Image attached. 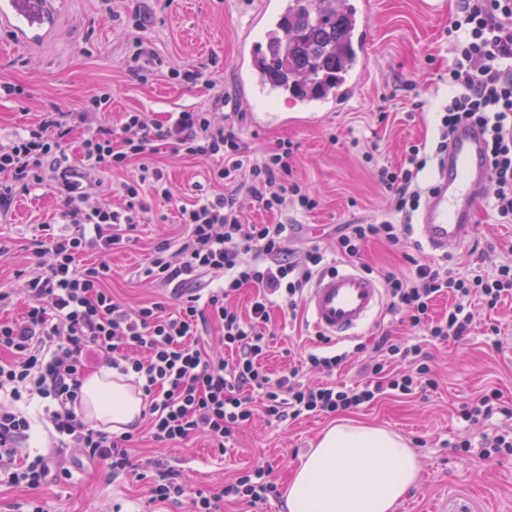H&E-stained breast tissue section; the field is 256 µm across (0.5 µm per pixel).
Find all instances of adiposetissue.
<instances>
[{"label":"adipose tissue","mask_w":512,"mask_h":512,"mask_svg":"<svg viewBox=\"0 0 512 512\" xmlns=\"http://www.w3.org/2000/svg\"><path fill=\"white\" fill-rule=\"evenodd\" d=\"M87 419L123 432L146 408L117 371L89 376L82 387ZM419 459L387 429L344 418L330 423L288 482V512H391L420 478Z\"/></svg>","instance_id":"ef3b65f1"}]
</instances>
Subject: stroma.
<instances>
[{"mask_svg": "<svg viewBox=\"0 0 512 512\" xmlns=\"http://www.w3.org/2000/svg\"><path fill=\"white\" fill-rule=\"evenodd\" d=\"M262 0H146L153 22L147 31L158 54L167 62L148 81L126 72L124 58L130 35L123 21L113 20L104 0H56L54 31L28 49L12 48L11 36L0 29V136L5 137L43 112H71L82 102L107 90L109 111L94 125L119 127L123 113H150L166 123L169 113L208 103L213 87L224 89V113L251 153L259 155L288 139L297 147L291 165L294 178L319 199L309 213L290 216L287 249L316 245L331 265L342 267L336 252L345 224H372L389 216L390 202L375 177V166H400L408 146L434 148L441 113L448 101V21L457 0H370L372 42L369 65L350 105L323 119L299 125L273 123L256 130L243 119L260 106L259 98L242 86L234 61L246 41L249 24ZM204 65L210 83L194 86L171 79L169 67ZM15 87L5 95L2 85ZM373 160H366V150ZM153 161L172 183L178 200L196 196L206 185L208 165L187 156L160 151ZM63 202L53 188L41 186L18 192L10 209L0 215V290L11 293L0 318H22L26 302L24 277L37 272L34 240L42 223L57 218ZM181 225L151 217L139 225L135 240L112 257L114 295L129 306L161 299L163 291L138 276L160 237H176ZM512 259V223H500L487 202L476 208L474 227L462 245L449 249L462 272L487 268L486 256ZM475 321L467 339L427 341L424 331L410 327L406 314L379 313L358 339L337 342L348 352L336 373L338 381H360L355 343L374 347L389 334L409 342H424L439 386L412 396H388L353 411V419L386 427L404 436L421 463L419 483L397 504L394 512H512V454L482 456L479 449L450 453L448 443L463 439L460 409L465 401L489 387L499 388L512 402V299L493 312L475 306ZM275 335L264 365L280 376L297 365L300 355L318 341L307 312L286 323L282 308L270 312ZM498 335H488L489 326ZM328 423L324 417H302L281 424L256 418L240 432L234 448L213 454L207 439L193 438L156 448L142 441L131 453L144 461L161 456L178 474L186 500L177 512H189L197 491L223 492L237 472L263 466L285 486L288 478ZM73 472L66 484H47L35 490L0 487V512H168L154 503L144 483L113 477L102 464L81 463L75 450L61 457Z\"/></svg>", "mask_w": 512, "mask_h": 512, "instance_id": "1", "label": "stroma"}]
</instances>
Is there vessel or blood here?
Segmentation results:
<instances>
[{
  "instance_id": "obj_1",
  "label": "vessel or blood",
  "mask_w": 512,
  "mask_h": 512,
  "mask_svg": "<svg viewBox=\"0 0 512 512\" xmlns=\"http://www.w3.org/2000/svg\"><path fill=\"white\" fill-rule=\"evenodd\" d=\"M287 9V0H265L252 22L253 29L272 30ZM6 22L11 24L19 45L37 43L53 27L52 0H0V23ZM370 41V10L365 7L355 30L353 67L357 71H364L367 65ZM236 69L242 83L257 96L268 95L267 83L247 54L238 56ZM358 86V81H351L337 89L332 97L299 101L295 108L302 118L320 111L341 110ZM489 176L486 136L482 128L472 122L460 124L448 141L447 151L437 162L432 190L419 213L418 224L430 251L444 253L449 244L462 241L472 227L475 209L484 197ZM382 305L380 285L351 264L319 276L305 297L314 326L335 341L350 338L364 329Z\"/></svg>"
}]
</instances>
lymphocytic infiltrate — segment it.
<instances>
[{
    "label": "lymphocytic infiltrate",
    "mask_w": 512,
    "mask_h": 512,
    "mask_svg": "<svg viewBox=\"0 0 512 512\" xmlns=\"http://www.w3.org/2000/svg\"><path fill=\"white\" fill-rule=\"evenodd\" d=\"M447 33L453 94L433 153L447 150L457 124H480L490 157V204L501 223L511 224L512 0H461ZM111 98L107 91L97 94L66 120L56 112L44 113L38 123L0 142V174L12 179L0 184V208L11 205L16 182L29 187L51 179L63 199L58 225L41 227L37 254L42 269L24 282L29 300L24 317L0 320V485L33 488L73 477L49 455L26 449L31 421L21 404L33 399L42 404L41 420L54 447L78 449L90 462L107 465L113 476L135 475L147 483L153 501L176 505L185 494L183 486L163 460L146 468L134 463V441L145 437L166 446L202 434L223 454L259 412L282 423L358 410L390 391L412 395L436 388L421 344L392 336L380 337L373 356L365 346H354L365 375L357 385L303 381L308 371L329 377L347 359L320 349L307 351L300 367L271 378L262 364L269 349L271 308L287 303L289 317L297 318L312 279L327 270L318 248L285 251L286 225L253 224L246 214L250 205L276 212L317 208V200L292 176L294 144L283 140L261 157H251L233 127L217 118L224 109L220 90L208 108L172 113L164 125L137 111L125 113L119 130L92 126V114L107 111ZM79 125L87 131L72 160L62 145ZM163 146L208 162L216 192L176 202L152 161ZM430 154L413 144L406 164L378 169L392 216L374 224L344 225L337 245L341 254L359 256L370 240L408 244L413 234L408 220L428 192L419 175ZM133 163L136 175L103 190L101 174ZM148 196L159 207H176L186 228L180 239L158 241L141 270L150 283L171 288L177 301L171 311L160 302L124 308L109 286L110 257L131 243L149 211ZM396 214L402 223L393 222ZM91 251L100 254V261L81 263ZM410 264L407 273L379 271L387 310L405 312L410 326L433 340L468 336L475 319L472 298L491 310L512 297L511 263L482 274L462 273L448 256L414 258ZM213 273L222 274L221 283L209 282ZM247 285L255 292L244 318L230 299ZM444 295L453 299L447 315L431 317L433 301ZM210 332L231 360L215 358L202 346V336ZM93 355L119 374H134L147 405L143 430L111 434L85 419L82 386ZM279 496L268 470L257 467L241 473L221 494H197L192 508L220 512L227 497L256 503Z\"/></svg>",
    "instance_id": "1"
}]
</instances>
